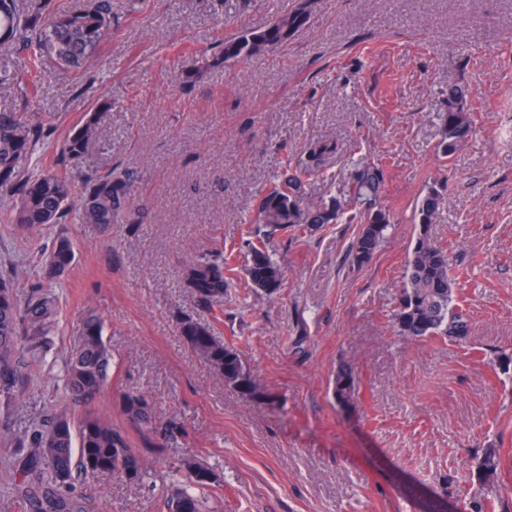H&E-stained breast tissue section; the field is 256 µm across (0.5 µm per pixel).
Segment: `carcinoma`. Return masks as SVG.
Wrapping results in <instances>:
<instances>
[{"label":"carcinoma","instance_id":"carcinoma-1","mask_svg":"<svg viewBox=\"0 0 512 512\" xmlns=\"http://www.w3.org/2000/svg\"><path fill=\"white\" fill-rule=\"evenodd\" d=\"M310 12L305 5L276 16L266 26L242 30L224 42V63H238L260 56L282 45L307 26ZM112 31V0H87L79 9L46 11L43 0H0V47L27 53L28 78L0 69V91L17 88L25 93L38 83L42 58L48 53L59 63L80 67ZM113 103L105 100L88 114L59 144L62 157L82 158L90 146L101 141ZM476 107L462 86L448 88V95L437 117L441 124L438 153L452 157L476 127ZM50 131L28 112L0 110V194L18 198L15 214L9 221L29 234L53 224L105 226L137 224L140 205L136 196L137 177L132 171H71L63 173L45 168L37 173L29 164L35 147ZM330 145L314 142L296 158L288 159L282 173L259 200L257 223L276 232L286 230L298 238L320 224H335L345 214V204L332 200L311 205L307 202L310 181L322 172ZM83 186L79 202L71 200L74 181ZM385 187V166L381 163L354 166L348 181V204L355 214L349 220L360 224L352 247L357 265L369 262L386 238L392 216L379 203ZM444 201L442 188L434 186L417 207V233L408 253L404 284L391 320L401 336L424 340L432 337L461 339L469 331L467 314L458 302L460 272L450 263L448 249L438 245L429 227ZM247 274L252 286L268 295L282 284L279 265L263 247L248 244ZM74 261L71 239L57 235L42 260V279L57 282ZM232 271L228 259L203 254L184 270L185 287L204 303L224 297L226 274ZM58 305L54 292L42 283L33 285L25 301L0 278V403L10 404L24 380L28 356L46 345L57 322ZM182 335L191 348L213 370L224 377V384L245 396H253L252 375L240 351L215 336L207 325L192 320L182 322ZM110 350L104 340L102 321L87 315L80 323L69 357L65 361L64 389L77 403L95 398L108 379ZM333 393L340 404L356 394L353 371L337 370ZM124 411L140 426L150 429L154 413L141 395L125 397ZM19 448L32 449L31 466L21 481L14 484L24 507L30 512H88L85 499L73 489L76 475L99 476L120 473L130 480L143 475V459L130 448L126 436L104 417L86 414L75 421L65 414L43 418ZM189 487L172 491L170 512H203V498L197 494L217 482L215 474L191 456L180 459ZM474 475L480 482L502 476L500 449L487 448L477 463Z\"/></svg>","mask_w":512,"mask_h":512}]
</instances>
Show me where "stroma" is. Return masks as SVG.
Instances as JSON below:
<instances>
[{
	"label": "stroma",
	"mask_w": 512,
	"mask_h": 512,
	"mask_svg": "<svg viewBox=\"0 0 512 512\" xmlns=\"http://www.w3.org/2000/svg\"><path fill=\"white\" fill-rule=\"evenodd\" d=\"M308 26L282 46L186 80L197 51L260 28L300 4ZM112 35L78 69L45 58L37 92L0 94V108L37 113L54 130L31 169L103 100L115 107L85 169H134L139 224H63L39 235L9 221L0 196V276L26 295L40 248L68 235L75 260L56 284L59 316L31 357L18 399L0 407V491L30 464L14 442L55 412H90L124 431L143 480L82 478L89 512H167L189 455L217 477L206 512H512V471L481 483L476 452L512 456V0H113ZM466 86L482 108L450 159L436 146L444 91ZM325 141L312 202L344 198L354 165L383 161L388 238L364 265L358 227L325 224L295 240L255 223V206L285 156ZM445 203L430 233L465 267L461 341L399 336L390 314L416 234L418 201ZM282 270L274 295L252 288L247 233ZM235 253L223 298L198 301L183 269ZM99 317L112 352L107 387L86 405L62 389L73 333ZM190 319L239 349L266 400L225 385L181 334ZM351 368L358 392L337 404L333 380ZM145 395L156 424L126 416Z\"/></svg>",
	"instance_id": "obj_1"
}]
</instances>
